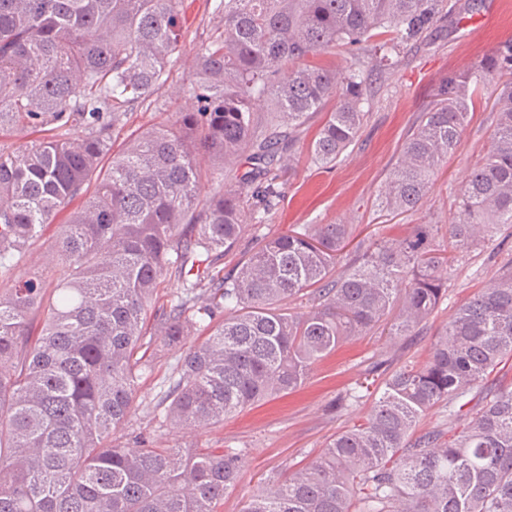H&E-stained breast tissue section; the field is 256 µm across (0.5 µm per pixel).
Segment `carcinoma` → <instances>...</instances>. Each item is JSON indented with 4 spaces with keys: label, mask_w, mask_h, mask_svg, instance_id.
<instances>
[{
    "label": "carcinoma",
    "mask_w": 512,
    "mask_h": 512,
    "mask_svg": "<svg viewBox=\"0 0 512 512\" xmlns=\"http://www.w3.org/2000/svg\"><path fill=\"white\" fill-rule=\"evenodd\" d=\"M182 3L0 0V134L19 125L46 134L0 143V512H218L242 450L158 448L146 429L134 450L112 442L139 407L158 344L209 330L147 411L161 427L205 429L301 388L318 362L388 317L390 335H414L447 290L435 224L348 263L352 225L301 224L261 237L235 272L216 271L243 232L245 204L259 215L280 197L279 164L297 129L326 113L310 152L335 163L367 119L369 74L444 20L447 0H214L218 24L191 80L196 110L115 152L127 111L152 103L181 52ZM336 47L358 65L310 63ZM489 77L492 146L448 224L461 252L512 226V45L439 82L379 197L396 214L426 203ZM229 162L234 188L224 187ZM79 197L52 245L57 266L14 278L43 225ZM172 272L182 290L162 302ZM310 292L312 310L286 308ZM506 358L512 267L456 309L424 363L384 379L364 420L243 512H512V383L465 410ZM440 403L469 421L452 439L414 437Z\"/></svg>",
    "instance_id": "obj_1"
}]
</instances>
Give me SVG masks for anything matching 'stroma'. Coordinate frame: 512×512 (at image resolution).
<instances>
[{"label": "stroma", "mask_w": 512, "mask_h": 512, "mask_svg": "<svg viewBox=\"0 0 512 512\" xmlns=\"http://www.w3.org/2000/svg\"><path fill=\"white\" fill-rule=\"evenodd\" d=\"M449 5L447 18L423 41L408 46L393 69L370 76L366 123L335 165H315L308 150L323 113L313 114L300 129L289 159L282 163L280 198L263 223H255L252 212H244L243 233L221 262L225 272H232L247 257L260 236L287 230L292 224L354 225L350 246L354 255L368 247L369 231H377L384 238H399L416 224L437 225L440 244H447L453 200L463 189L470 167L491 146L496 121L491 88H484L478 97L458 150L434 175L428 200L419 211L395 218L383 216L377 195L399 157L410 126L439 81L451 73L472 72L485 57L512 43V0H449ZM214 24L207 0H185L182 51L152 104L129 112L123 135L172 121L175 113L194 110L196 100L188 86L197 49L208 39ZM73 211V206H66L52 224L46 225L44 244L35 246L28 261L16 269V277L27 278L46 270L52 261L49 243ZM509 265L512 230L505 228L493 241L452 263L447 270V296L417 327L415 335L396 337L390 335L388 325H378L315 366L302 390L230 417L214 428H161L155 433L156 446L244 449L246 469L235 487L225 493L220 507V512H242L262 479L288 477L313 460L336 434L361 420L371 408L379 382L400 366L425 360L457 307L489 287ZM203 339V333L194 332L181 345L159 348L153 371L140 382L138 400L143 408L132 415L127 429L113 434L114 442L131 444V430L148 423L144 407L156 403L162 380L171 374L177 359ZM349 391L356 392V401L341 404V397Z\"/></svg>", "instance_id": "1"}]
</instances>
